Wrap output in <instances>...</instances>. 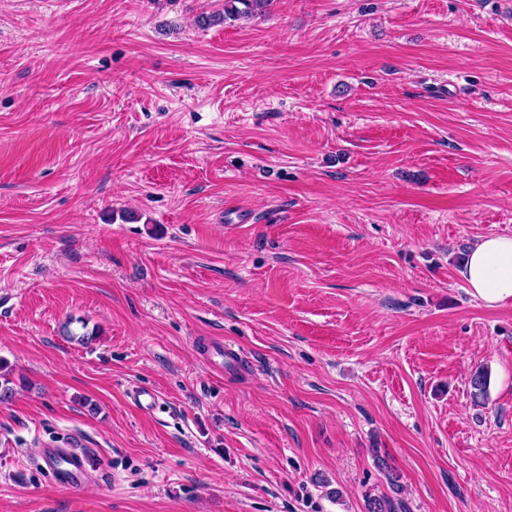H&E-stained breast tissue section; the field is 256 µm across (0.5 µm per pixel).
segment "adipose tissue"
Segmentation results:
<instances>
[{
	"mask_svg": "<svg viewBox=\"0 0 512 512\" xmlns=\"http://www.w3.org/2000/svg\"><path fill=\"white\" fill-rule=\"evenodd\" d=\"M463 275L473 295L488 306L512 302V237L480 239L466 257Z\"/></svg>",
	"mask_w": 512,
	"mask_h": 512,
	"instance_id": "1",
	"label": "adipose tissue"
}]
</instances>
